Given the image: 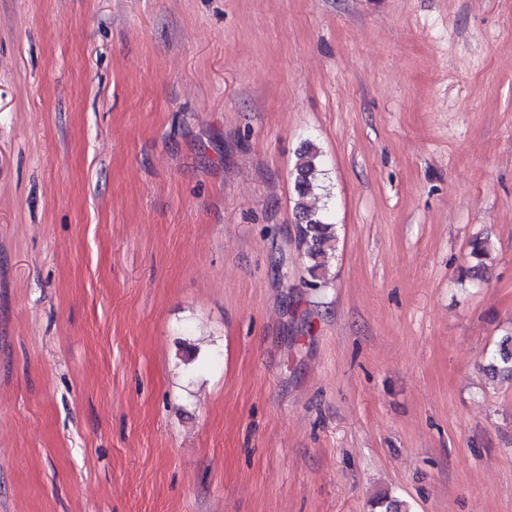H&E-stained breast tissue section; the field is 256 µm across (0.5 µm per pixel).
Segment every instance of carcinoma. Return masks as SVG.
Masks as SVG:
<instances>
[{
    "instance_id": "carcinoma-1",
    "label": "carcinoma",
    "mask_w": 512,
    "mask_h": 512,
    "mask_svg": "<svg viewBox=\"0 0 512 512\" xmlns=\"http://www.w3.org/2000/svg\"><path fill=\"white\" fill-rule=\"evenodd\" d=\"M321 175V154L310 144L299 154L295 164L294 192L300 219L299 238L308 259L306 271L314 282L325 280L329 265L326 245L337 240L336 225L327 221L319 209L310 203V200L316 198V191L321 189ZM470 247L469 258L474 262L472 269L475 270L483 266L488 258L489 242L485 238L476 237L470 242ZM488 361V369L493 373L512 378V336L488 353Z\"/></svg>"
}]
</instances>
